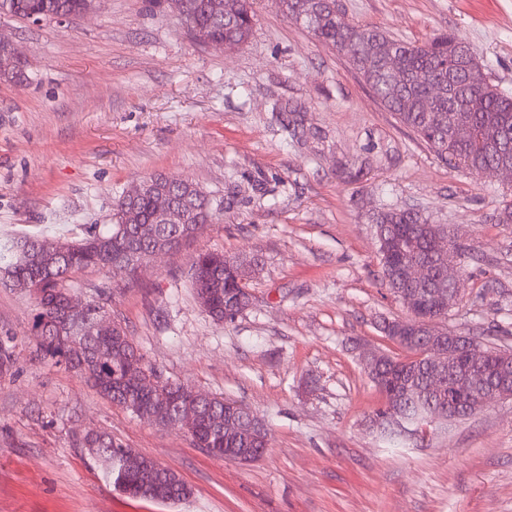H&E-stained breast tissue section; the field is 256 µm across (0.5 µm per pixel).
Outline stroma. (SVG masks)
Wrapping results in <instances>:
<instances>
[{
  "mask_svg": "<svg viewBox=\"0 0 512 512\" xmlns=\"http://www.w3.org/2000/svg\"><path fill=\"white\" fill-rule=\"evenodd\" d=\"M337 3L350 23L407 41L458 35L512 94V0ZM254 9L252 35L224 51L144 0H96L65 25L0 14L28 75L0 83V238L111 223L115 196L155 173L221 199L195 240L135 280L78 282L166 377L243 403L269 429L267 453L241 464L132 416L36 360L34 303L0 287L17 367L0 376V512H512V399L396 448L370 422L383 399L358 349L396 351L381 326L408 315L371 222L387 205L454 225L475 248L441 327L512 342V224L495 221L512 183L448 167L336 51L271 0ZM291 100L305 107L296 142ZM201 249L259 259L231 321L193 298ZM88 428L174 470L192 497L170 507L115 489L72 444Z\"/></svg>",
  "mask_w": 512,
  "mask_h": 512,
  "instance_id": "stroma-1",
  "label": "stroma"
}]
</instances>
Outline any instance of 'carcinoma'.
Returning a JSON list of instances; mask_svg holds the SVG:
<instances>
[{"label":"carcinoma","instance_id":"cac0c4a2","mask_svg":"<svg viewBox=\"0 0 512 512\" xmlns=\"http://www.w3.org/2000/svg\"><path fill=\"white\" fill-rule=\"evenodd\" d=\"M285 16L323 44L331 47L361 77L364 84L414 132L434 154L453 169L483 170L512 166V95L488 82L480 62L469 55L467 45L451 35L437 36L416 44L396 39L384 30L348 22L336 8V0H273ZM88 0H0V13L27 21L36 15L51 22L59 17H77ZM181 21L193 40L203 46L222 42L232 48L246 42L253 32L256 14L252 0H184ZM25 80L23 65L0 46V82ZM458 127H469L474 135L455 136ZM156 192L169 195L184 212L186 224L212 220L217 207L198 185L187 179L153 176ZM153 197L136 204L121 196L113 204L112 223L88 224L82 235L60 237L47 248L44 239L18 237L0 242V284L33 298V329L40 360L62 366L83 378L105 400L142 417L149 412L160 423L177 419L189 407L196 412L197 429L191 442L208 455L229 458L231 448H261L263 443L249 431L250 411L241 406V433L224 437V403L227 399L205 395L200 401L174 397L183 384L165 378L134 345L120 320L109 318L120 330L94 328L108 311L105 303L86 300L77 318L68 319L62 307L64 294H77L76 276L96 269L112 277V265H121L127 254L147 245L152 223ZM134 211L133 222L122 226L119 215ZM383 279L395 290L402 285L397 273L415 262L428 264L435 276L455 260L460 267L471 254V245L446 224H434L418 210L387 207L376 214ZM438 236L448 239V254L440 255L432 243ZM253 257H229L219 251L202 250L191 259V288L196 302L207 300L209 316L224 320V304L237 298L242 287L236 280L238 266ZM16 337L0 336V375L15 371ZM407 356L384 354L383 369L375 386L385 404L372 418L381 431L392 434L396 418L419 420L428 412L465 419L474 411L452 388L429 397L422 388L432 379L422 338L395 341ZM488 375L496 374L501 356L512 352L500 345L484 344ZM101 467L105 479L121 492L163 503H177L192 496V489L174 473H163L155 461L115 440L112 433L89 429L73 439Z\"/></svg>","mask_w":512,"mask_h":512}]
</instances>
